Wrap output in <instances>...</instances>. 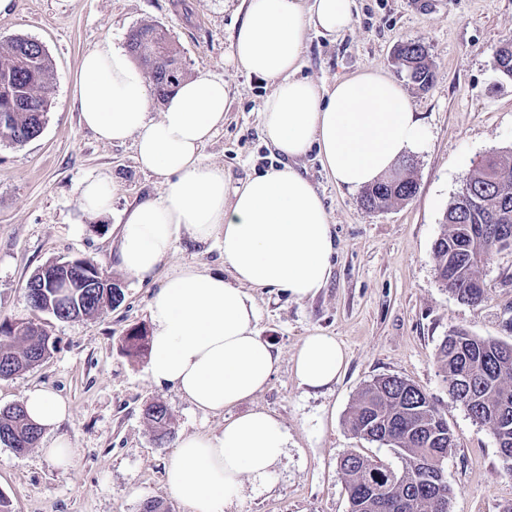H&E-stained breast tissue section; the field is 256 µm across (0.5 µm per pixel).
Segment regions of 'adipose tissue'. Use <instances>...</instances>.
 Listing matches in <instances>:
<instances>
[{
    "label": "adipose tissue",
    "instance_id": "adipose-tissue-1",
    "mask_svg": "<svg viewBox=\"0 0 512 512\" xmlns=\"http://www.w3.org/2000/svg\"><path fill=\"white\" fill-rule=\"evenodd\" d=\"M354 8L355 0H314L309 8L303 0H248L233 53L244 70L274 85L261 125L283 162L239 181L202 156L224 124V79L201 75L182 82L155 118L142 71L127 52L104 44L82 58V125L106 143L134 141L140 166L167 185L162 196L127 215L119 267L145 280L182 238L223 243L227 273L176 266L149 303L148 375L201 410L220 413L254 398L274 372L278 354L255 331L251 289L280 287L304 299L328 283L334 251L329 216L295 160L317 150L336 183L354 191L430 145L428 125L403 87L382 72L367 70L328 89L299 77L308 29L340 32L352 23ZM116 190L108 176L86 179L81 211L111 213ZM345 358L336 337L306 336L294 359L298 386L317 391L336 383ZM23 407L48 435L42 444L46 459L61 470L72 468V442L58 431L67 403L35 387L26 392ZM287 446L284 425L267 411L251 410L217 430L181 437L166 463L165 483L190 512H224L240 499L244 477L267 480Z\"/></svg>",
    "mask_w": 512,
    "mask_h": 512
}]
</instances>
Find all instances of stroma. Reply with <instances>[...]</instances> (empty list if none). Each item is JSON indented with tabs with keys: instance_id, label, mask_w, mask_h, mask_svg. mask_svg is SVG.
I'll return each instance as SVG.
<instances>
[{
	"instance_id": "stroma-1",
	"label": "stroma",
	"mask_w": 512,
	"mask_h": 512,
	"mask_svg": "<svg viewBox=\"0 0 512 512\" xmlns=\"http://www.w3.org/2000/svg\"><path fill=\"white\" fill-rule=\"evenodd\" d=\"M245 0H14L0 15V36L42 44L52 62L50 108L42 133L22 146L0 137V320L38 318L54 348L40 365L0 378V408L21 403L33 387L69 405L59 431L76 464L61 471L39 448L18 453L0 444V500L9 512H140L157 500L168 512H189L172 496L164 466L178 439L221 426L226 415L254 409L288 429L285 456L263 483L245 479L233 512H349L341 459L359 452L398 469L385 445L355 435L346 413L365 385L394 375L415 383L447 418L454 446L444 464L454 491L449 512H501L512 501L507 473L490 431L448 396L436 362L439 345L461 328L512 343V251L495 253L480 269L486 299L459 301L439 280L434 243L443 217L482 160L512 151V78L494 66V50L512 35V0H357L352 24L335 36L308 30L300 77L319 85L380 69L401 81L415 112L429 126L428 150L414 156L416 195L388 209L363 206L361 191L339 186L317 151L296 163L315 185L330 217L332 276L314 297L283 288H255L259 336L278 353L267 388L229 414L203 413L169 385L154 383L147 355L125 351L131 328H150L148 305L162 276L192 262L224 269L219 245L182 240L160 274L141 281L117 265L116 247L128 211L159 197L165 185L142 170L134 141H99L80 122L77 81L83 55L106 43L125 48L142 24L167 30L188 78H224V125L203 148L206 161L243 179L277 165L261 132L260 112L272 90L232 55ZM423 43L433 79L427 89L406 82L396 50ZM106 174L118 187L111 213L93 218L78 206L82 181ZM91 258L123 291L119 304L94 316L60 320L33 315L25 299L29 277L50 262ZM320 331L347 349V365L330 388L309 392L293 375L303 338ZM163 402L172 436L158 441L144 414Z\"/></svg>"
}]
</instances>
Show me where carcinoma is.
Wrapping results in <instances>:
<instances>
[{
	"mask_svg": "<svg viewBox=\"0 0 512 512\" xmlns=\"http://www.w3.org/2000/svg\"><path fill=\"white\" fill-rule=\"evenodd\" d=\"M129 53L151 78V92L163 101L183 81L180 52L167 33L153 24L130 30ZM401 70L421 88L432 79L425 45L407 41L397 49ZM496 69L512 78V38L502 40L494 53ZM52 63L38 42L22 36L0 39V135L20 145L39 136L50 107ZM418 190L413 163L402 161L388 177L368 186L363 204L385 209L412 199ZM445 230L434 244L439 279L458 300L479 304L485 285L478 271L495 252L504 231L512 233V153L486 159L470 172L460 194L444 214ZM92 259L72 261L69 274L39 288L40 272L26 284V299L35 313L61 320L90 317L105 305L122 301L116 284H92L87 271ZM148 336L133 328L126 336L127 351L138 355ZM53 348L47 331L35 320L0 323V378L42 362ZM436 361L448 380V395L461 403L480 425L493 434L507 471L512 472V344L451 331L440 344ZM159 438L170 431V413L161 402L145 407ZM347 423L354 434L393 448L403 461L396 470L359 453L341 459L350 512H448L453 495L444 477V462L453 447L448 421L426 394L409 380L385 376L359 391L349 407ZM41 430L21 405L0 410V443L17 452L36 447Z\"/></svg>",
	"mask_w": 512,
	"mask_h": 512,
	"instance_id": "carcinoma-1",
	"label": "carcinoma"
}]
</instances>
